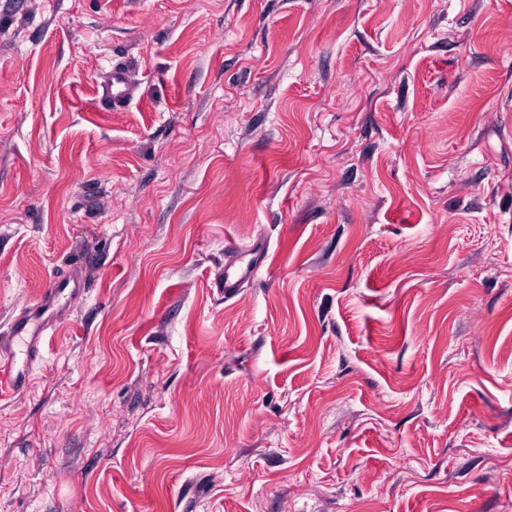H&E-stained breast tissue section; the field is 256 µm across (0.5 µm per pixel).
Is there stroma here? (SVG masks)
<instances>
[{"instance_id": "35a3bbf8", "label": "stroma", "mask_w": 512, "mask_h": 512, "mask_svg": "<svg viewBox=\"0 0 512 512\" xmlns=\"http://www.w3.org/2000/svg\"><path fill=\"white\" fill-rule=\"evenodd\" d=\"M77 261L0 512H512V0H0V335ZM108 97L113 106L120 107L125 104L133 93V86L128 72L123 68H112L106 88ZM251 255L252 257L246 260L238 252H227L224 259V274L220 280L225 297L234 294L245 282L257 276L267 259V246L262 245L256 248Z\"/></svg>"}]
</instances>
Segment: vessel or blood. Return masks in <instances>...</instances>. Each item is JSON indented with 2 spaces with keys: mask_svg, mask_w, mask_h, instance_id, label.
<instances>
[{
  "mask_svg": "<svg viewBox=\"0 0 512 512\" xmlns=\"http://www.w3.org/2000/svg\"><path fill=\"white\" fill-rule=\"evenodd\" d=\"M106 92L116 107L130 99L133 86L125 69L111 70ZM267 255L268 250L263 246L256 248L248 259L238 252H227L220 281L225 294H234L245 282L256 277ZM87 290V279L80 271L68 270L53 275L39 301L26 308L14 320L8 333L0 336V377L5 378L15 391L27 388L35 365L42 360V338L54 327L61 301L71 300Z\"/></svg>",
  "mask_w": 512,
  "mask_h": 512,
  "instance_id": "b4317fda",
  "label": "vessel or blood"
}]
</instances>
